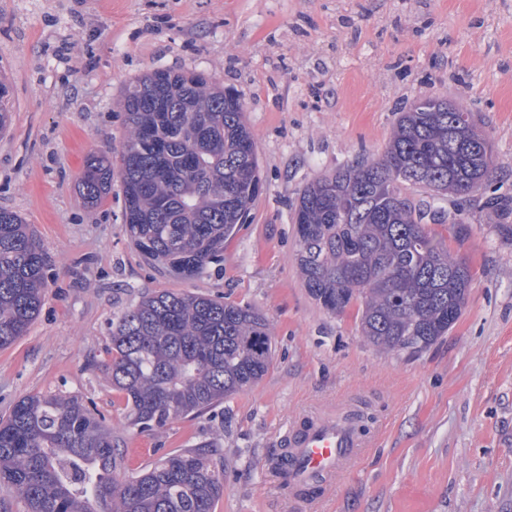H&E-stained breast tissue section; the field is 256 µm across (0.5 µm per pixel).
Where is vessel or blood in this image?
<instances>
[{"label":"vessel or blood","mask_w":512,"mask_h":512,"mask_svg":"<svg viewBox=\"0 0 512 512\" xmlns=\"http://www.w3.org/2000/svg\"><path fill=\"white\" fill-rule=\"evenodd\" d=\"M356 423L357 412L351 409L336 418L312 416L291 428L285 441L291 459L289 488L306 491L311 479L330 480L357 460L368 443Z\"/></svg>","instance_id":"1"}]
</instances>
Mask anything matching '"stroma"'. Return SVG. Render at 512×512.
Returning <instances> with one entry per match:
<instances>
[{"instance_id":"stroma-1","label":"stroma","mask_w":512,"mask_h":512,"mask_svg":"<svg viewBox=\"0 0 512 512\" xmlns=\"http://www.w3.org/2000/svg\"><path fill=\"white\" fill-rule=\"evenodd\" d=\"M155 69L216 78L245 102L263 188L208 276L149 265L122 220L78 191L87 161L120 148L124 86ZM0 209L20 214L48 257L41 310L0 350V416L33 393L76 395L105 416L127 472L200 445L224 463L214 512H512V0H0ZM447 96L493 147L491 183L445 200L466 227L433 224L472 280L455 326L431 348L383 351L355 310L307 293L293 212L315 178L381 157L402 108ZM202 294L269 324L266 374L212 411L132 428L103 371L113 317L142 296ZM355 406L373 442L316 502L291 496L273 461L291 425Z\"/></svg>"}]
</instances>
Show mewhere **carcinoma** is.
<instances>
[{"label":"carcinoma","mask_w":512,"mask_h":512,"mask_svg":"<svg viewBox=\"0 0 512 512\" xmlns=\"http://www.w3.org/2000/svg\"><path fill=\"white\" fill-rule=\"evenodd\" d=\"M121 149L94 155L78 189L92 205L119 174L127 236L173 277L196 279L224 259L262 191L243 100L211 77L157 69L122 91ZM493 149L471 113L446 97L400 113L380 159L308 183L294 211L295 261L330 313L357 306L373 346L417 353L457 322L468 264L431 236V200L489 189ZM420 188L430 200L414 201ZM46 257L33 230L0 210V349L25 335L44 300ZM107 363L130 425L165 429L245 390L268 371L266 317L205 295L142 297L110 327ZM124 451L105 417L78 396L31 394L0 418V486L24 512H214L224 467L190 449L116 480Z\"/></svg>","instance_id":"cac0c4a2"}]
</instances>
